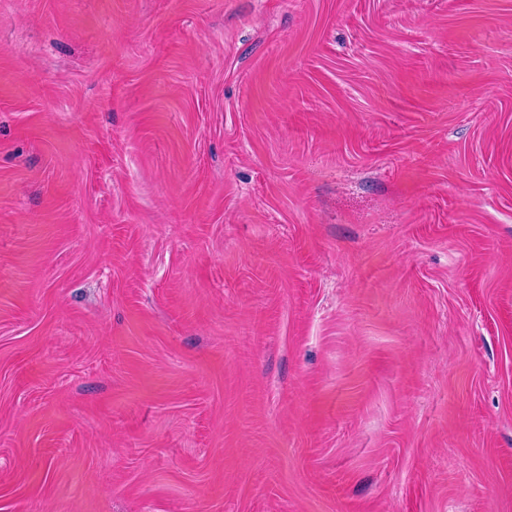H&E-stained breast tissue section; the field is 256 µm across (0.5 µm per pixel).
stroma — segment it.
I'll list each match as a JSON object with an SVG mask.
<instances>
[{
    "instance_id": "1",
    "label": "stroma",
    "mask_w": 512,
    "mask_h": 512,
    "mask_svg": "<svg viewBox=\"0 0 512 512\" xmlns=\"http://www.w3.org/2000/svg\"><path fill=\"white\" fill-rule=\"evenodd\" d=\"M0 512H512V0H0Z\"/></svg>"
}]
</instances>
